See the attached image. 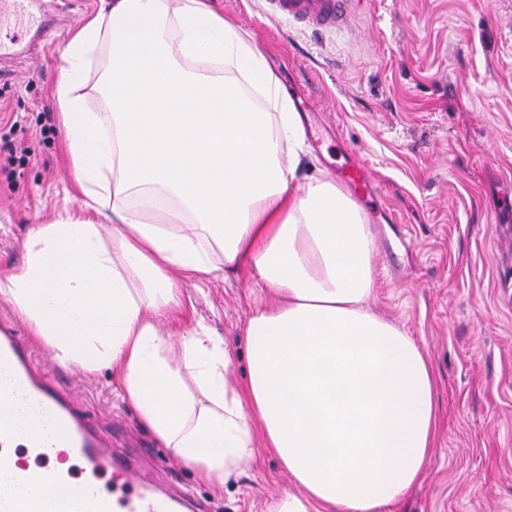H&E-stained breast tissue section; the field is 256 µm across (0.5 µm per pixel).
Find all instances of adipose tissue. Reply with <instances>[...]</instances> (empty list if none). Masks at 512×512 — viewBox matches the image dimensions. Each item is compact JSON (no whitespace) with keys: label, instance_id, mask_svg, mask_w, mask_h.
Returning a JSON list of instances; mask_svg holds the SVG:
<instances>
[{"label":"adipose tissue","instance_id":"ef3b65f1","mask_svg":"<svg viewBox=\"0 0 512 512\" xmlns=\"http://www.w3.org/2000/svg\"><path fill=\"white\" fill-rule=\"evenodd\" d=\"M101 45L104 116L84 92ZM64 59L55 97L81 214L32 228L0 297L57 365L111 368L141 422L206 479L273 454L296 490L269 512L397 502L435 442L432 366L370 307L376 245L361 208L328 176L300 182L302 118L253 38L210 0H103ZM106 208L108 241L95 219ZM244 271L265 303L244 330L241 380L226 339L157 321L178 316L188 281Z\"/></svg>","mask_w":512,"mask_h":512}]
</instances>
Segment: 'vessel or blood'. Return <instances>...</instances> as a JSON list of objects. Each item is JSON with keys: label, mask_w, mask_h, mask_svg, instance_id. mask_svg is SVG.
<instances>
[{"label": "vessel or blood", "mask_w": 512, "mask_h": 512, "mask_svg": "<svg viewBox=\"0 0 512 512\" xmlns=\"http://www.w3.org/2000/svg\"><path fill=\"white\" fill-rule=\"evenodd\" d=\"M283 18L314 28H342L358 0H271ZM339 180L363 203L374 202L375 187L368 167L350 157L338 169ZM23 400L31 418L44 422L49 435L28 439L26 452L38 468L23 465L13 448L14 433L0 428V512H41L45 498L72 506L74 512H179L175 499L148 486L132 461L113 451L91 422L80 417L67 393L59 389L50 371L38 368L34 355L12 331L0 329V403ZM70 449L81 461L85 478L76 483L70 472L55 465L58 448ZM113 471L123 484L112 494L101 490L102 473ZM28 496L15 493L17 486Z\"/></svg>", "instance_id": "b4317fda"}]
</instances>
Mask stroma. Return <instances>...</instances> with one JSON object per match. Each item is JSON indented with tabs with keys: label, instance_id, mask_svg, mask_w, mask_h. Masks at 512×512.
I'll list each match as a JSON object with an SVG mask.
<instances>
[{
	"label": "stroma",
	"instance_id": "35a3bbf8",
	"mask_svg": "<svg viewBox=\"0 0 512 512\" xmlns=\"http://www.w3.org/2000/svg\"><path fill=\"white\" fill-rule=\"evenodd\" d=\"M100 0H35L43 32L7 13L20 41L0 58V275L25 260L35 224L77 214L55 87L61 52ZM253 36L282 90L309 103L315 130L300 172L335 175L348 153L381 195L365 213L378 278L373 310L427 352L440 427L418 482L388 512H512V0H361L347 27L326 36L274 16L267 0H212ZM184 322L232 345L258 308L248 280L186 285ZM0 325L29 343L113 448L146 481L207 512H266L294 491L261 451L227 483L177 461L119 395L111 369L62 368L0 298Z\"/></svg>",
	"mask_w": 512,
	"mask_h": 512
}]
</instances>
